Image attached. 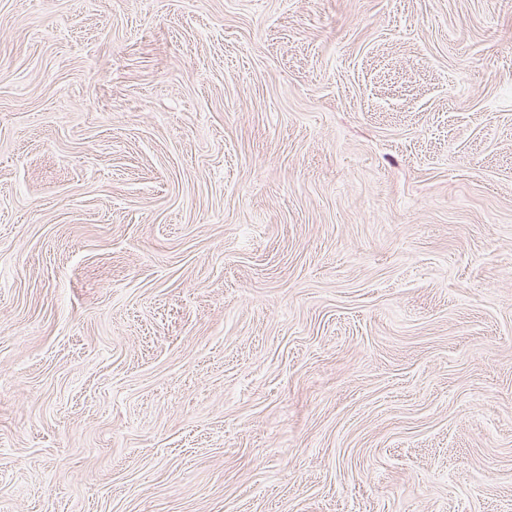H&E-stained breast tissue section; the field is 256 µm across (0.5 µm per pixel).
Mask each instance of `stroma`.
<instances>
[{"instance_id": "35a3bbf8", "label": "stroma", "mask_w": 512, "mask_h": 512, "mask_svg": "<svg viewBox=\"0 0 512 512\" xmlns=\"http://www.w3.org/2000/svg\"><path fill=\"white\" fill-rule=\"evenodd\" d=\"M0 512H512V0H0Z\"/></svg>"}]
</instances>
